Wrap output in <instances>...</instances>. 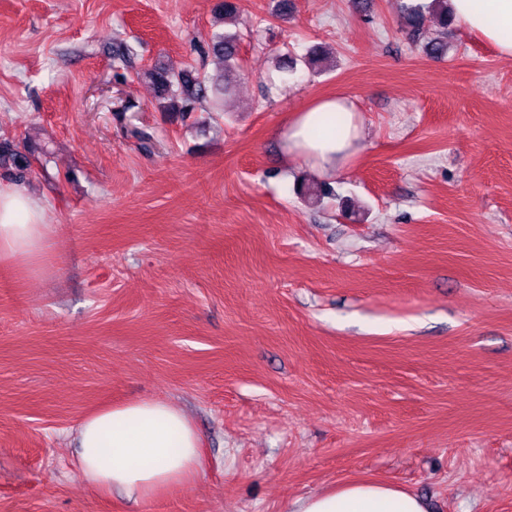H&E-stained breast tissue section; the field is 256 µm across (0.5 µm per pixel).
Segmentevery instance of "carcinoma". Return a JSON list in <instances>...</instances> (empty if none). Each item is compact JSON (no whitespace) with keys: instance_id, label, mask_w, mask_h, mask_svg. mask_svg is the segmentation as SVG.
<instances>
[{"instance_id":"1","label":"carcinoma","mask_w":512,"mask_h":512,"mask_svg":"<svg viewBox=\"0 0 512 512\" xmlns=\"http://www.w3.org/2000/svg\"><path fill=\"white\" fill-rule=\"evenodd\" d=\"M218 16L226 24L236 22L238 7L235 0H221L216 6ZM400 20L405 33L420 44L423 53L439 59L448 51L443 35L453 25L448 10V0H400ZM442 30V36L427 35L429 24ZM238 35L231 32H215L208 45L207 56L224 68L225 82L212 83L205 74L197 70L171 71L165 67L147 70L144 76L158 89L159 97L165 101V112H193L196 106L206 103L208 111H223L224 95L229 91L231 76L239 72ZM29 164L25 157L15 152L7 142H0V168L11 172V176L22 179ZM297 192L304 198L319 199L333 194V188L325 183H302Z\"/></svg>"}]
</instances>
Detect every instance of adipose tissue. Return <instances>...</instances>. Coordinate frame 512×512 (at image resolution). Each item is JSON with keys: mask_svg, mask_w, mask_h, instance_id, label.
Listing matches in <instances>:
<instances>
[{"mask_svg": "<svg viewBox=\"0 0 512 512\" xmlns=\"http://www.w3.org/2000/svg\"><path fill=\"white\" fill-rule=\"evenodd\" d=\"M454 19L512 57V0H449ZM285 154L301 157L315 175L334 176L359 149L363 120L349 96L318 98L279 132ZM27 188L0 182V263L34 262L53 225ZM75 442L88 484L129 502L150 499L195 478L200 436L184 412L160 400L134 399L80 419ZM291 512H428L424 501L396 487L346 482L293 501Z\"/></svg>", "mask_w": 512, "mask_h": 512, "instance_id": "obj_1", "label": "adipose tissue"}]
</instances>
